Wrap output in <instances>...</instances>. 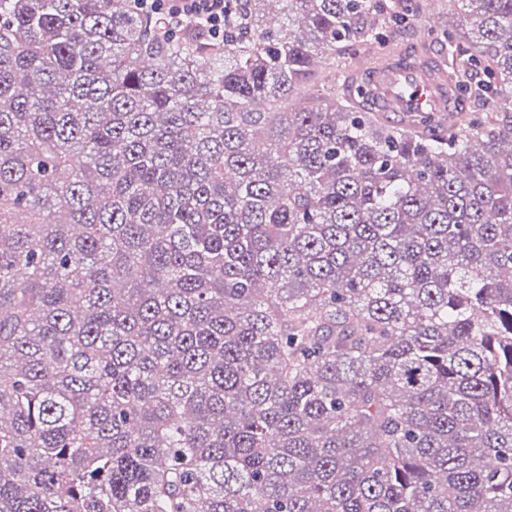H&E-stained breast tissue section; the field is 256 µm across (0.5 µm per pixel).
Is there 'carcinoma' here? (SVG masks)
Segmentation results:
<instances>
[{
  "label": "carcinoma",
  "mask_w": 512,
  "mask_h": 512,
  "mask_svg": "<svg viewBox=\"0 0 512 512\" xmlns=\"http://www.w3.org/2000/svg\"><path fill=\"white\" fill-rule=\"evenodd\" d=\"M227 2L0 0V512H512V0ZM142 10L165 11L181 25L188 19H205L217 36L224 35V0H136ZM422 55L405 52L384 59L372 54L359 69L372 107L396 125H404L416 112L459 111L454 90L436 77V68Z\"/></svg>",
  "instance_id": "carcinoma-1"
}]
</instances>
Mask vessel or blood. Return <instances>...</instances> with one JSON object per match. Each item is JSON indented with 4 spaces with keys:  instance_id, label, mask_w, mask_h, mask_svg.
Instances as JSON below:
<instances>
[{
    "instance_id": "vessel-or-blood-1",
    "label": "vessel or blood",
    "mask_w": 512,
    "mask_h": 512,
    "mask_svg": "<svg viewBox=\"0 0 512 512\" xmlns=\"http://www.w3.org/2000/svg\"><path fill=\"white\" fill-rule=\"evenodd\" d=\"M360 76L375 111L395 124H404L417 112L455 111L453 90L436 76L433 64L420 53H401L385 59L369 55Z\"/></svg>"
}]
</instances>
